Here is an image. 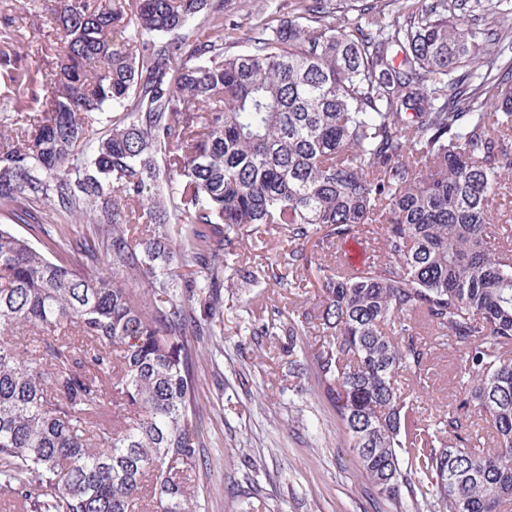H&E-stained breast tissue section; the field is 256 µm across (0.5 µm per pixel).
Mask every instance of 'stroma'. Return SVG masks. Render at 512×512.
<instances>
[{"instance_id":"obj_1","label":"stroma","mask_w":512,"mask_h":512,"mask_svg":"<svg viewBox=\"0 0 512 512\" xmlns=\"http://www.w3.org/2000/svg\"><path fill=\"white\" fill-rule=\"evenodd\" d=\"M295 0H224L226 16L292 15ZM51 0H0L20 26L16 47L41 57L55 28ZM286 305L272 288H244L235 271L224 273V334L202 344L194 360L198 423L204 435L198 480L202 512H418L379 499L362 473L336 410L313 369L288 373V339L259 336ZM429 379L412 408L432 417L455 393L458 355L425 325Z\"/></svg>"}]
</instances>
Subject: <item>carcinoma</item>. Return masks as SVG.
Listing matches in <instances>:
<instances>
[{
  "mask_svg": "<svg viewBox=\"0 0 512 512\" xmlns=\"http://www.w3.org/2000/svg\"><path fill=\"white\" fill-rule=\"evenodd\" d=\"M54 2L37 108L0 113V206L72 262L0 227V488L23 512H199L195 342L224 324L237 248L278 234L242 284L290 294L316 271L318 302L289 301L276 329L291 353L317 329L311 365L380 497L512 504V234L489 223L512 172V67L471 68L453 0L350 26L298 0L241 40L212 0ZM0 78L32 81L4 39ZM361 236L378 245L362 270L327 261ZM417 318L459 353L454 402L428 420L401 387L428 378Z\"/></svg>",
  "mask_w": 512,
  "mask_h": 512,
  "instance_id": "1",
  "label": "carcinoma"
}]
</instances>
